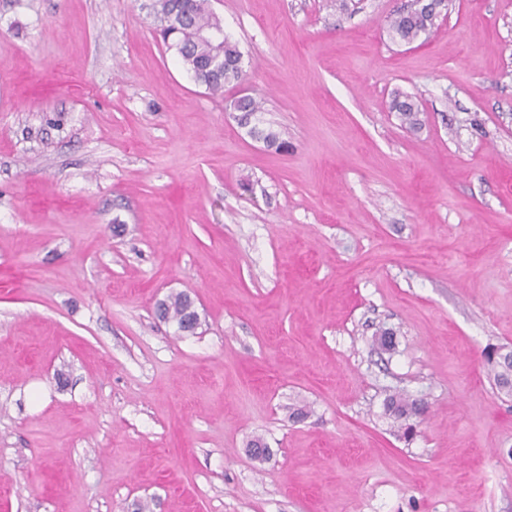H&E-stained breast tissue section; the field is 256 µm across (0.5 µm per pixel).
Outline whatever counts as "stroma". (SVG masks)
I'll list each match as a JSON object with an SVG mask.
<instances>
[{
  "mask_svg": "<svg viewBox=\"0 0 512 512\" xmlns=\"http://www.w3.org/2000/svg\"><path fill=\"white\" fill-rule=\"evenodd\" d=\"M150 2L0 0V512H512V0H209L217 94ZM397 11L390 19L389 34L393 40L411 43L422 35H426L435 21L432 11L418 0H412ZM393 109L398 112L402 123L414 128L418 125L419 105L412 96L398 93L393 100ZM162 306L166 319L175 322L178 330L181 332L186 318L192 315L189 312L191 306L189 296L185 293L170 295L163 301ZM497 355V353H494L485 356L486 363L494 374L496 386L508 395V386L510 380H512V357L509 359L508 357L502 358ZM386 414L393 416L398 421L404 422V435L409 436L413 432L414 425L410 423V419L419 413H423V406L417 401L410 400L404 394L394 393L389 395L384 402ZM387 409V411H386Z\"/></svg>",
  "mask_w": 512,
  "mask_h": 512,
  "instance_id": "obj_1",
  "label": "stroma"
}]
</instances>
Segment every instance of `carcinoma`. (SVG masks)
<instances>
[{
    "mask_svg": "<svg viewBox=\"0 0 512 512\" xmlns=\"http://www.w3.org/2000/svg\"><path fill=\"white\" fill-rule=\"evenodd\" d=\"M159 34L165 44L177 50L182 64L195 82L206 86L211 92L224 90V86L243 79V55L236 44L224 38V47L218 48L201 35L208 27H222L220 19L210 10L208 0H155L153 5ZM434 25L433 13L420 0L397 11L390 19L389 34L399 42L411 43L427 34ZM230 108L240 113V124L250 126V119L261 111L260 102L252 95L235 98ZM393 109L402 123L413 128L418 125L419 105L412 96L399 93L393 100ZM249 134L264 140L269 147L281 148L279 134L268 128L250 126ZM166 319L182 328L189 312L191 301L185 293L168 296L163 301ZM486 363L494 374L496 386L504 393L512 383V358L497 354L486 356ZM387 413L404 422V434L413 432L410 419L423 412V406L404 394L389 395L384 402Z\"/></svg>",
    "mask_w": 512,
    "mask_h": 512,
    "instance_id": "1",
    "label": "carcinoma"
}]
</instances>
